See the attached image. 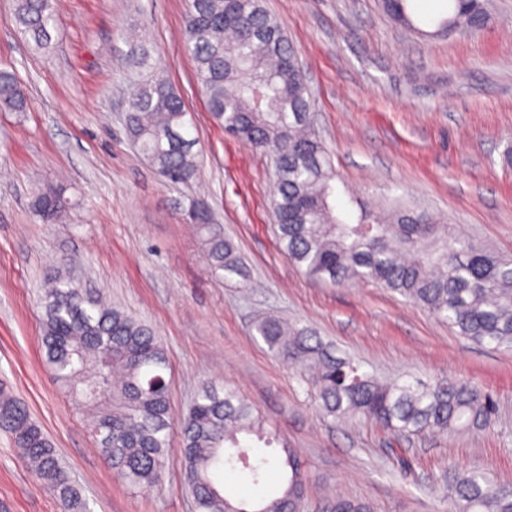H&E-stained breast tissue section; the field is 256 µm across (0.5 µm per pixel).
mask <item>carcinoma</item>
<instances>
[{
  "label": "carcinoma",
  "instance_id": "obj_1",
  "mask_svg": "<svg viewBox=\"0 0 512 512\" xmlns=\"http://www.w3.org/2000/svg\"><path fill=\"white\" fill-rule=\"evenodd\" d=\"M469 0H448L436 32L470 29ZM15 19L42 53L56 28L54 0H14ZM389 15L416 29L411 0L383 4ZM185 50L195 65L209 112L224 131L268 156L279 168L274 184V232L288 259L316 281L375 283L445 320L480 345L512 347V258L452 236L425 213L400 210L381 216L358 200L336 205L335 174L325 147L307 119L310 91L278 22L261 0H190ZM141 72L128 102L126 130L160 176L186 182L198 171L196 138L181 96L151 56L133 49ZM27 96L17 74L0 70V110L24 112ZM69 206L64 190L47 187L32 208L47 223ZM183 219L195 226L210 270L246 276L234 243L224 237L207 202L197 199ZM42 343L57 382L86 415L112 470L128 486L162 487L165 461L179 427L180 451L197 512H306L308 479L288 442L265 427L237 390L203 388L188 414L174 417L170 365L154 330L68 277L48 280L40 297ZM255 335L276 357L308 372L325 417L357 419L397 436L479 431L494 420L493 395L466 382L422 385L380 380L341 358L313 331L277 317L254 322ZM0 430L8 433L33 475L87 512L81 487L28 407L0 384ZM280 445L279 454L254 451V442ZM273 467L288 471L275 493H245L264 485ZM244 478L229 494L224 476ZM448 512H512V487L478 470H455L444 480ZM329 512H373L361 501L338 499Z\"/></svg>",
  "mask_w": 512,
  "mask_h": 512
}]
</instances>
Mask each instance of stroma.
Returning a JSON list of instances; mask_svg holds the SVG:
<instances>
[{"label": "stroma", "instance_id": "stroma-1", "mask_svg": "<svg viewBox=\"0 0 512 512\" xmlns=\"http://www.w3.org/2000/svg\"><path fill=\"white\" fill-rule=\"evenodd\" d=\"M188 0H56L57 34L34 55L12 0H0V68L17 72L25 112L0 110V381L28 406L84 489L89 512H195L180 453L162 490L126 485L54 378L41 341L39 295L62 265L107 303L148 323L171 366L182 416L202 384L236 388L305 462L310 512L336 498L375 512H447L449 467L477 468L512 486V351L483 347L371 282L309 279L280 250L266 158L213 122L184 49ZM314 95L315 127L336 191L375 211L418 210L449 232L512 256V0L492 22L435 35L446 0H414L417 31L381 0H263ZM149 52L181 95L198 138V173L162 179L129 138L132 46ZM65 187L67 215L43 223L32 196ZM212 207L249 277L212 274L182 211ZM307 325L383 379L465 381L490 392L494 423L406 440L339 423L316 408L304 371L272 355L253 322ZM0 512H70L0 434Z\"/></svg>", "mask_w": 512, "mask_h": 512}]
</instances>
